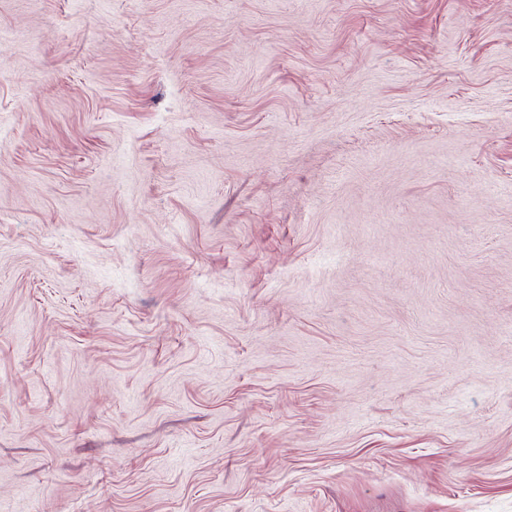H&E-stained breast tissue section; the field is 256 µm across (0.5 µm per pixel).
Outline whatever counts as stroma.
<instances>
[{"instance_id": "obj_1", "label": "stroma", "mask_w": 512, "mask_h": 512, "mask_svg": "<svg viewBox=\"0 0 512 512\" xmlns=\"http://www.w3.org/2000/svg\"><path fill=\"white\" fill-rule=\"evenodd\" d=\"M0 512H512V0H0Z\"/></svg>"}]
</instances>
